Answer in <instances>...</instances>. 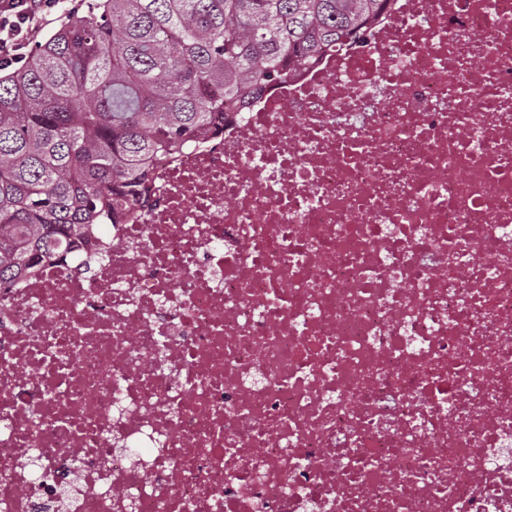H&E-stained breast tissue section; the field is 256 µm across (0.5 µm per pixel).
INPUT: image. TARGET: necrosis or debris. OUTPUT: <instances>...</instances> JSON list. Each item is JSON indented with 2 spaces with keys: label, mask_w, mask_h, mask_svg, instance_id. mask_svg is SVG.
I'll return each mask as SVG.
<instances>
[{
  "label": "necrosis or debris",
  "mask_w": 512,
  "mask_h": 512,
  "mask_svg": "<svg viewBox=\"0 0 512 512\" xmlns=\"http://www.w3.org/2000/svg\"><path fill=\"white\" fill-rule=\"evenodd\" d=\"M0 512H512V0H392L0 288Z\"/></svg>",
  "instance_id": "obj_1"
}]
</instances>
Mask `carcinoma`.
Segmentation results:
<instances>
[{
	"mask_svg": "<svg viewBox=\"0 0 512 512\" xmlns=\"http://www.w3.org/2000/svg\"><path fill=\"white\" fill-rule=\"evenodd\" d=\"M390 0H97L0 77V285L130 217L177 156Z\"/></svg>",
	"mask_w": 512,
	"mask_h": 512,
	"instance_id": "cac0c4a2",
	"label": "carcinoma"
}]
</instances>
